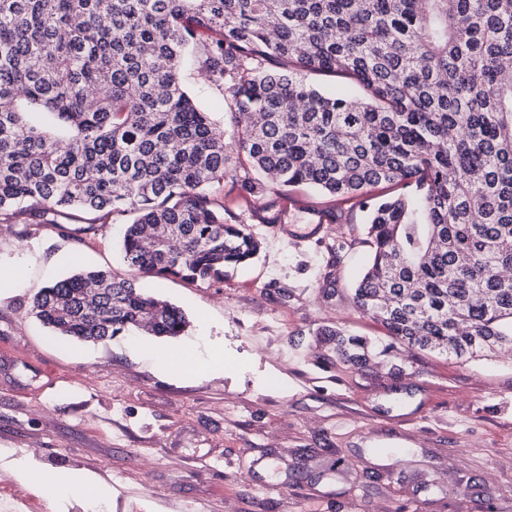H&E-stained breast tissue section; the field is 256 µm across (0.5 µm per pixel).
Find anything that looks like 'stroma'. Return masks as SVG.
I'll list each match as a JSON object with an SVG mask.
<instances>
[{"label": "stroma", "instance_id": "stroma-1", "mask_svg": "<svg viewBox=\"0 0 512 512\" xmlns=\"http://www.w3.org/2000/svg\"><path fill=\"white\" fill-rule=\"evenodd\" d=\"M224 203L250 212L259 254L221 283L143 279L185 313V334L104 345L53 335L31 300L81 269L126 276L123 225L85 213L63 228L0 220V489L37 502L52 473L78 470L109 498L55 500L51 512H512V355L318 359L329 326L386 339L351 299L370 255L367 210L290 191L278 206L295 224L342 209L320 244L263 223L259 202ZM170 346L192 350L191 371L163 367ZM26 457L35 470L21 481Z\"/></svg>", "mask_w": 512, "mask_h": 512}]
</instances>
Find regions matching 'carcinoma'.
I'll use <instances>...</instances> for the list:
<instances>
[{"instance_id":"obj_1","label":"carcinoma","mask_w":512,"mask_h":512,"mask_svg":"<svg viewBox=\"0 0 512 512\" xmlns=\"http://www.w3.org/2000/svg\"><path fill=\"white\" fill-rule=\"evenodd\" d=\"M188 60L232 129L183 88ZM508 72L512 0H0V217L126 225L128 276L58 280L33 313L93 344L180 336L184 314L139 280L222 283L260 250L214 185L363 207L387 185L353 302L391 342L324 329L336 360L512 349Z\"/></svg>"}]
</instances>
